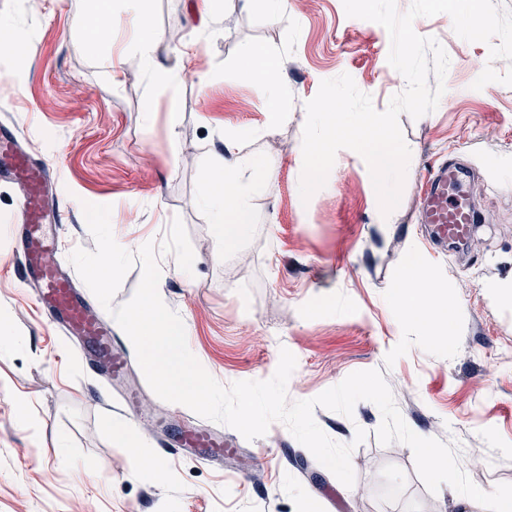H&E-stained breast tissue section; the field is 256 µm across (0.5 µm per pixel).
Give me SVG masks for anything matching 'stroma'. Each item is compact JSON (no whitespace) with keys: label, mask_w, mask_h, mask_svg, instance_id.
<instances>
[{"label":"stroma","mask_w":512,"mask_h":512,"mask_svg":"<svg viewBox=\"0 0 512 512\" xmlns=\"http://www.w3.org/2000/svg\"><path fill=\"white\" fill-rule=\"evenodd\" d=\"M200 4L145 0L162 35L157 60L181 75L171 94L130 51L129 0L114 4L108 55L73 23L95 0H0V23L16 43L0 46V123L18 128L57 181L64 253L95 248L86 201L111 205L114 238L132 252L162 241L181 218L193 270L176 272L175 256L159 255L158 290L211 376L225 386L269 379L285 348L297 360L287 384L296 401L381 370L413 432L453 445L479 488L512 494V299L502 291L512 286V87H472L486 65L502 73L507 62L458 37L448 15L421 18L418 34L449 56L446 91L435 111L399 119L411 159L401 202L385 218L368 165L352 150L338 151L309 201L299 185L305 105L323 80L349 74L379 111L405 89L388 63L386 29L348 17L342 0H288L276 20L264 0H214L187 57L181 44L200 26ZM259 48L282 62L288 83L275 111L250 74ZM112 55L123 59L116 75ZM231 137L269 177L253 195L247 236L226 249L201 197L203 171ZM448 155L470 171L465 188L480 224L463 250L437 259L422 244L418 199L426 167ZM13 209V191L0 187V512H463L451 486L429 492L407 445L378 441L381 413L366 400L349 417L314 410L328 437L354 446L350 487L279 422L251 441L224 427L234 453L221 464L166 455L163 422L202 418L154 394L116 325L129 360L124 383L142 391L146 414L132 426L141 455L119 447L109 427L129 423L115 387L41 315L11 258ZM418 269L456 307L447 336H429L392 305ZM20 396L30 404L24 421ZM151 464L168 480L140 477Z\"/></svg>","instance_id":"stroma-1"}]
</instances>
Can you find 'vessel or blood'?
Instances as JSON below:
<instances>
[{
  "mask_svg": "<svg viewBox=\"0 0 512 512\" xmlns=\"http://www.w3.org/2000/svg\"><path fill=\"white\" fill-rule=\"evenodd\" d=\"M0 182L19 191L12 227L18 232L15 256L24 276L38 287V303L56 321L65 335L85 341L94 351L97 365L108 375L121 376L129 367L119 349L110 322L95 316L73 279L56 259L57 234L45 224L58 206L48 184L47 167L25 148L18 131L0 124ZM465 175L455 160L439 161L430 167L420 195V220L430 227L432 244L467 242L477 221L464 189ZM180 447L208 459L224 456V439L207 427L182 429Z\"/></svg>",
  "mask_w": 512,
  "mask_h": 512,
  "instance_id": "b4317fda",
  "label": "vessel or blood"
}]
</instances>
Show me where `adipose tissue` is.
Returning a JSON list of instances; mask_svg holds the SVG:
<instances>
[{"label":"adipose tissue","instance_id":"ef3b65f1","mask_svg":"<svg viewBox=\"0 0 512 512\" xmlns=\"http://www.w3.org/2000/svg\"><path fill=\"white\" fill-rule=\"evenodd\" d=\"M138 35L132 49L140 60L153 69L155 83L167 90L176 89L180 76L169 70L155 68L154 59L161 41L148 14L135 16ZM262 175L260 164L248 157H238L229 163H217L204 176L203 201L210 207L214 223L221 229L225 245H232L249 229L251 199L257 180ZM431 273L423 271L416 281L397 288L393 302L400 310L409 312L412 320L431 326L437 333L449 332L453 311L433 293Z\"/></svg>","mask_w":512,"mask_h":512}]
</instances>
